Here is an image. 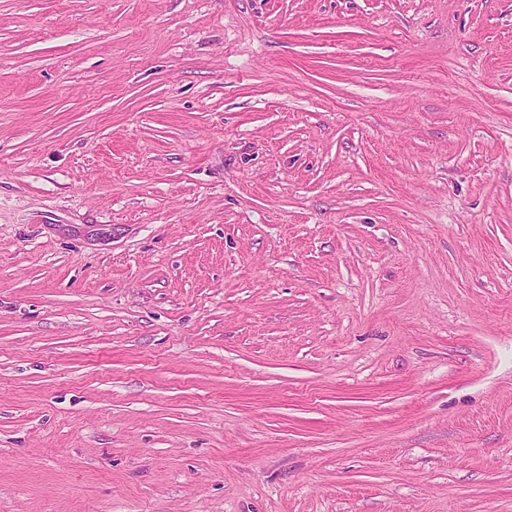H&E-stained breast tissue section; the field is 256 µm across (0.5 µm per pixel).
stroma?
Instances as JSON below:
<instances>
[{"label":"stroma","mask_w":512,"mask_h":512,"mask_svg":"<svg viewBox=\"0 0 512 512\" xmlns=\"http://www.w3.org/2000/svg\"><path fill=\"white\" fill-rule=\"evenodd\" d=\"M0 512H512V0H0Z\"/></svg>","instance_id":"35a3bbf8"}]
</instances>
